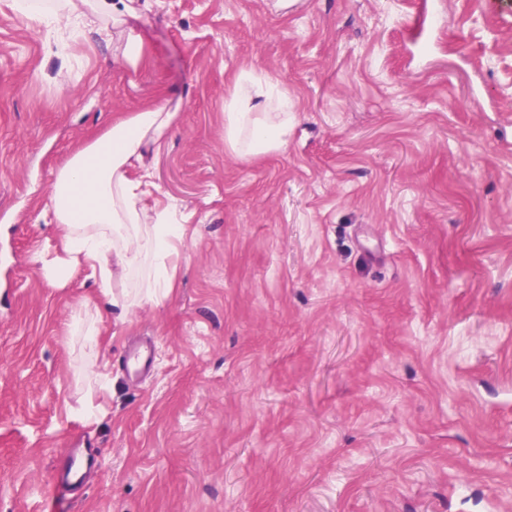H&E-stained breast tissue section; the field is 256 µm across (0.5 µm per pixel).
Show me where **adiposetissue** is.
<instances>
[{
	"label": "adipose tissue",
	"mask_w": 512,
	"mask_h": 512,
	"mask_svg": "<svg viewBox=\"0 0 512 512\" xmlns=\"http://www.w3.org/2000/svg\"><path fill=\"white\" fill-rule=\"evenodd\" d=\"M18 9L49 28L64 22L77 26L94 16L115 28V58L133 68L143 59L142 35L121 27L131 5L122 6L116 0H64L62 8L39 12L31 0H20ZM296 119L278 82L251 70L241 71L224 100V144L241 157L282 150ZM175 120L166 102L154 103L114 122L59 168L48 214L60 232L62 254L46 263L50 282L67 278L71 267L86 266L103 299L126 309L131 305L128 295L115 293L114 288L148 258L152 272L145 299L156 301L169 294L174 281L172 242L182 238L184 228L170 210L148 206L143 183L131 172L168 139Z\"/></svg>",
	"instance_id": "ef3b65f1"
}]
</instances>
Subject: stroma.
<instances>
[{"label":"stroma","instance_id":"1","mask_svg":"<svg viewBox=\"0 0 512 512\" xmlns=\"http://www.w3.org/2000/svg\"><path fill=\"white\" fill-rule=\"evenodd\" d=\"M134 6L135 70L97 25L63 50L0 0V512H512V0ZM249 68L299 118L241 157L224 98ZM157 100L147 202L185 236L169 295L120 319L86 269L47 280L37 215ZM138 340L157 369L132 381ZM76 442L78 494L53 481ZM118 365L128 375L149 374L155 367L153 347L125 350L118 359Z\"/></svg>","mask_w":512,"mask_h":512}]
</instances>
